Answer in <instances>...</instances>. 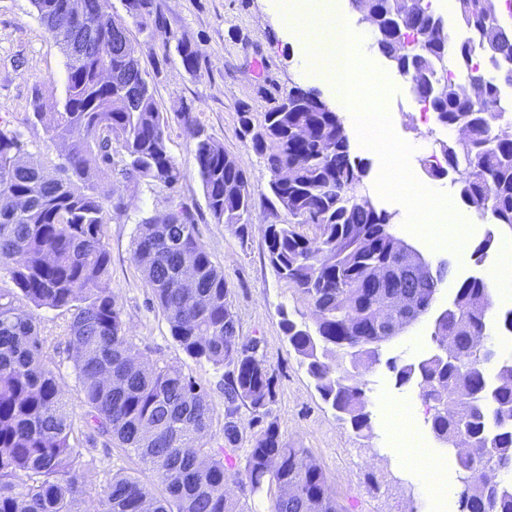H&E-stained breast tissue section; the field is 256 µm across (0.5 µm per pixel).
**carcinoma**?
Listing matches in <instances>:
<instances>
[{
	"mask_svg": "<svg viewBox=\"0 0 512 512\" xmlns=\"http://www.w3.org/2000/svg\"><path fill=\"white\" fill-rule=\"evenodd\" d=\"M85 11L99 47L94 55L67 54L62 109L44 111L34 95L23 121L39 123L47 138L67 148L50 166L11 163L24 144L0 129V512H85L73 466L81 428L111 438L155 474L157 494L136 477L115 473L104 512H253L227 487L272 493L269 512H343L321 465L307 448L284 442L268 419L273 399L269 368L258 341L237 332L231 290L200 242L194 214L172 205L161 219L138 225L133 260L151 289L170 334L187 357L224 370V445L206 436L214 409L207 393L178 365L135 354L112 293L111 260L103 226L122 212L123 196L101 192L118 174L175 191L181 169L168 149V119L160 111L128 32H118L103 8ZM141 28L160 29L152 0H128ZM69 0H33L40 21L61 46L68 32L48 21ZM369 19L373 47L410 82L418 100L464 140L439 143L460 200L512 228V136L501 86L512 87V0H455L464 37L455 41L430 0H355ZM183 66L196 70L198 49L177 45ZM104 69L125 82L101 84ZM448 72L439 81L438 70ZM262 119L243 106L241 137L271 173L270 214L288 220L264 227L270 264L310 305L313 325L281 310V328L316 391L339 419L363 436L372 430L366 384L359 369L381 362L382 340L405 312L389 297L409 292L430 313L439 282L414 279L401 263L394 214L377 208L364 188L366 170L351 158L337 112L313 89L294 86ZM194 155L208 209L217 224L244 239L254 196L239 161L208 135L191 112ZM123 151L114 160L113 143ZM309 225L314 235L297 231ZM69 315L60 340L75 350L74 372L84 413L74 416L60 379L45 363L47 338L35 311ZM489 285L464 279L433 321L437 350L416 361L386 360L398 386L418 389L434 440L456 449L459 512H512V356L474 345L490 330ZM245 406L265 423L252 437L241 469L233 471L243 435ZM25 476L29 482L21 484Z\"/></svg>",
	"mask_w": 512,
	"mask_h": 512,
	"instance_id": "1",
	"label": "carcinoma"
}]
</instances>
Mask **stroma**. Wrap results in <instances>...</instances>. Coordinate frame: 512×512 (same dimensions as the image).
Returning <instances> with one entry per match:
<instances>
[{"instance_id":"1","label":"stroma","mask_w":512,"mask_h":512,"mask_svg":"<svg viewBox=\"0 0 512 512\" xmlns=\"http://www.w3.org/2000/svg\"><path fill=\"white\" fill-rule=\"evenodd\" d=\"M153 4L165 22L160 31L140 28L128 17L122 0H106L107 11L125 23L157 104L168 117V148L182 172L173 194L146 182L128 184L118 177L102 187L103 192L123 195L126 203L125 211L113 213L104 225L103 235L112 261V292L127 336L143 358L182 366L206 390L214 408L209 438L212 444L223 443L222 374L184 355L163 313L153 308L151 290L132 257L137 224L164 215L172 201H180L194 214L201 243L229 283L240 336L259 343V353L273 376L269 416L276 420L283 440L310 449L347 512H456L459 484L454 452L430 443L428 463L419 467L405 463L396 442L406 426L425 424V407L417 391L396 386L385 364L364 366L362 378L373 430L367 437L356 434L322 401L282 332L280 309L306 322L312 321L313 313L268 260L263 233L273 217L261 195L267 190L270 173L251 142L239 136L237 110L245 105L261 114L288 88L311 87L315 79L302 64L300 53L290 46V35L273 0H153ZM181 40L200 51L196 71L186 70L177 55ZM377 66L393 87L385 100L393 128L414 148L410 157L414 175L430 189L450 188L449 179L433 177L423 166L438 141L447 140V128L434 116L421 115L410 84L386 59H378ZM66 83L65 51L46 32L31 0H0V127L15 131L35 160H56L59 148L47 141L41 126L23 121L32 93L41 91L51 111L62 105ZM183 112L193 113L245 169L256 195L247 240L212 219L194 158L192 132L179 118ZM375 204L395 213L398 238L416 247L432 266L448 267L434 304L438 310L447 306L458 281L472 275L492 279L503 265L506 245L512 244V228L474 211L470 214L474 232L468 244L476 246L486 235H493L495 244L488 255L480 259L471 253L462 257L438 250L404 228L402 205L380 198ZM432 329V317H423L386 344L384 356L407 361L426 356L433 347ZM75 470L87 512H101L113 473H127L150 485L156 482L137 458L95 433L83 434Z\"/></svg>"}]
</instances>
